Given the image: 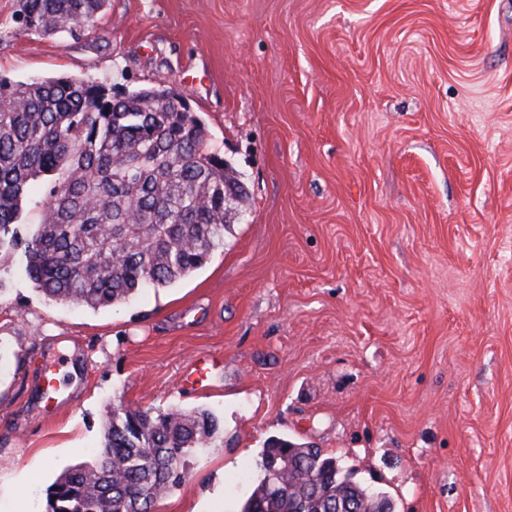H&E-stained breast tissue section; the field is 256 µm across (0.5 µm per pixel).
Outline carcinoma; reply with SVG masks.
<instances>
[{"label": "carcinoma", "mask_w": 512, "mask_h": 512, "mask_svg": "<svg viewBox=\"0 0 512 512\" xmlns=\"http://www.w3.org/2000/svg\"><path fill=\"white\" fill-rule=\"evenodd\" d=\"M105 0H20L25 30L73 36ZM50 185L39 196L38 186ZM247 197L202 121L159 83L115 97L91 79L0 80V250L56 303L116 306L185 279L224 246ZM43 210L34 231L26 210ZM207 410L112 407L92 466L63 473L48 512H155L209 446ZM241 512H393L321 449L273 438Z\"/></svg>", "instance_id": "carcinoma-1"}]
</instances>
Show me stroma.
<instances>
[{
    "instance_id": "obj_1",
    "label": "stroma",
    "mask_w": 512,
    "mask_h": 512,
    "mask_svg": "<svg viewBox=\"0 0 512 512\" xmlns=\"http://www.w3.org/2000/svg\"><path fill=\"white\" fill-rule=\"evenodd\" d=\"M18 4L1 79L166 81L249 198L202 268L114 308L0 255V512H47L117 403L221 422L160 512H239L271 437L395 512H512V0H106L65 38Z\"/></svg>"
}]
</instances>
